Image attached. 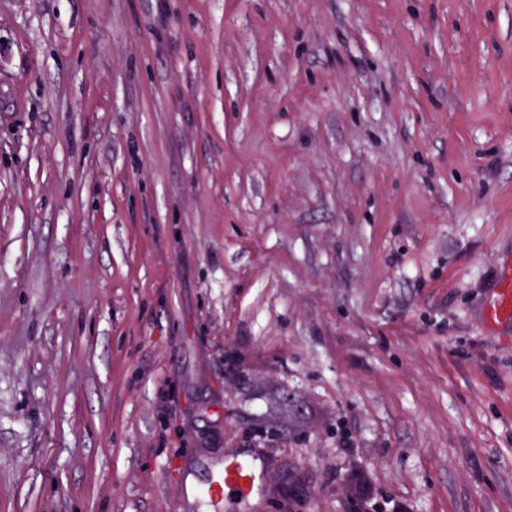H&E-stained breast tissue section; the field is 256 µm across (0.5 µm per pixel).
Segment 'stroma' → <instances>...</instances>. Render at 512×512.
Returning <instances> with one entry per match:
<instances>
[{
	"instance_id": "stroma-1",
	"label": "stroma",
	"mask_w": 512,
	"mask_h": 512,
	"mask_svg": "<svg viewBox=\"0 0 512 512\" xmlns=\"http://www.w3.org/2000/svg\"><path fill=\"white\" fill-rule=\"evenodd\" d=\"M509 258L512 0H0V512H512ZM483 322L493 328L504 322H512V268L507 267L498 284L496 297L485 309ZM253 484L254 476L249 467L233 461L224 465L219 477L208 489V494L212 499L223 498L224 489L229 488L247 495L252 490Z\"/></svg>"
}]
</instances>
